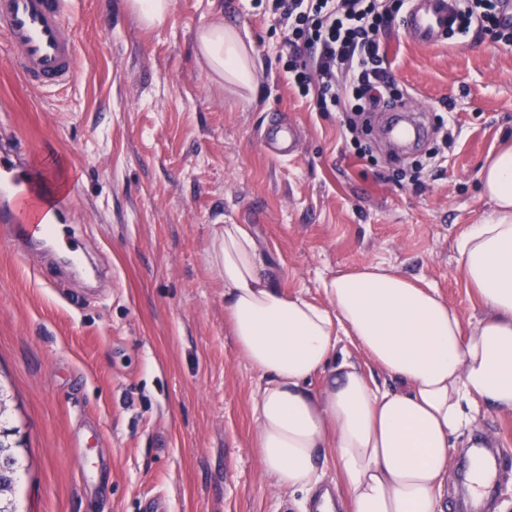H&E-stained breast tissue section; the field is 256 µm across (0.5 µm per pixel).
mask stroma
Returning a JSON list of instances; mask_svg holds the SVG:
<instances>
[{
    "label": "stroma",
    "instance_id": "stroma-1",
    "mask_svg": "<svg viewBox=\"0 0 512 512\" xmlns=\"http://www.w3.org/2000/svg\"><path fill=\"white\" fill-rule=\"evenodd\" d=\"M246 30L256 91L245 105L195 51L215 14ZM79 57L69 88L27 87L0 55V139L71 185L70 231L112 273L102 293L0 234V384L24 468L22 512H312L315 493L266 481L251 414L257 373L234 346L224 281L208 258L219 224H245L288 294L323 302L322 278L368 263L436 289L466 326L483 309L458 244L490 210L480 171L512 140V45L477 30L434 46L390 38L393 74L426 124L452 109L437 173L398 183L382 124L360 156L342 116L295 95L284 34L258 0H171L141 26L127 0H70ZM292 128L291 159L261 134ZM469 456L448 462L444 512H512V460L475 498Z\"/></svg>",
    "mask_w": 512,
    "mask_h": 512
}]
</instances>
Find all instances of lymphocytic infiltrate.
Here are the masks:
<instances>
[{"label": "lymphocytic infiltrate", "instance_id": "1", "mask_svg": "<svg viewBox=\"0 0 512 512\" xmlns=\"http://www.w3.org/2000/svg\"><path fill=\"white\" fill-rule=\"evenodd\" d=\"M503 5L458 0L456 33L474 28L511 44ZM267 7L287 31L291 89L316 111L341 113L344 135L356 134L357 117L400 98L385 40L400 26L409 0H267Z\"/></svg>", "mask_w": 512, "mask_h": 512}]
</instances>
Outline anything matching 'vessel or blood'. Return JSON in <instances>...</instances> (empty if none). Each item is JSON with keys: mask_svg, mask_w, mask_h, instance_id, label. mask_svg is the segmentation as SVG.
Wrapping results in <instances>:
<instances>
[{"mask_svg": "<svg viewBox=\"0 0 512 512\" xmlns=\"http://www.w3.org/2000/svg\"><path fill=\"white\" fill-rule=\"evenodd\" d=\"M67 4L68 0H0V43L8 47L30 87L67 85L78 78ZM450 26L448 0H411L402 21L406 38L416 44L447 40ZM38 193V179L22 158L9 149L0 151V227L31 246L50 243L54 224L65 216L62 207L53 206L43 222H32L26 205Z\"/></svg>", "mask_w": 512, "mask_h": 512, "instance_id": "vessel-or-blood-1", "label": "vessel or blood"}]
</instances>
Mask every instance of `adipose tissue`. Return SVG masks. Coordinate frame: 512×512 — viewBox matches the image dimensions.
Masks as SVG:
<instances>
[{
	"instance_id": "1",
	"label": "adipose tissue",
	"mask_w": 512,
	"mask_h": 512,
	"mask_svg": "<svg viewBox=\"0 0 512 512\" xmlns=\"http://www.w3.org/2000/svg\"><path fill=\"white\" fill-rule=\"evenodd\" d=\"M196 51L209 77L253 93L255 49L223 15L198 31ZM481 179L493 208L458 246L459 274L486 311L469 331L435 289L379 264L324 278L321 304L287 294L245 225L215 230L210 262L235 346L258 375L251 414L271 486L316 490L332 455L347 512H442L457 438L483 409L512 411V145ZM344 341L385 384L338 357Z\"/></svg>"
}]
</instances>
